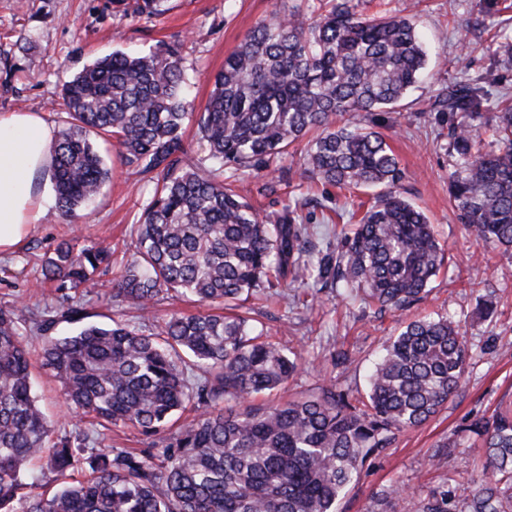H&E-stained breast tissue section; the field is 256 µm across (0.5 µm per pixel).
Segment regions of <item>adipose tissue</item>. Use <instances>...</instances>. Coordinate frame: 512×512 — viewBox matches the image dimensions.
<instances>
[{
	"label": "adipose tissue",
	"mask_w": 512,
	"mask_h": 512,
	"mask_svg": "<svg viewBox=\"0 0 512 512\" xmlns=\"http://www.w3.org/2000/svg\"><path fill=\"white\" fill-rule=\"evenodd\" d=\"M51 132L28 112L0 114V251L14 249L51 207L38 180L50 165Z\"/></svg>",
	"instance_id": "ef3b65f1"
}]
</instances>
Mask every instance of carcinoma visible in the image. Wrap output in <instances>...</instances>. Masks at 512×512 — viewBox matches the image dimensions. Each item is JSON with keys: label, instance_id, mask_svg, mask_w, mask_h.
Listing matches in <instances>:
<instances>
[{"label": "carcinoma", "instance_id": "carcinoma-1", "mask_svg": "<svg viewBox=\"0 0 512 512\" xmlns=\"http://www.w3.org/2000/svg\"><path fill=\"white\" fill-rule=\"evenodd\" d=\"M164 0H107L151 19ZM426 53L411 19L368 16L352 0H331L308 17L298 9L259 22L224 59L198 112L186 111L178 49L145 56L113 52L62 85L67 120L52 145L58 208L73 216L98 197L111 169L91 135L114 138L126 164L153 173V195L138 220L131 260L112 298L141 312L87 323L86 296L111 263L101 243L64 240L42 266L40 288L58 295L52 316L0 303V512H336L360 468L398 433L433 417L455 396L467 369L461 325L446 317L408 322L383 348L366 399L331 382L306 398L267 407L255 395L284 385L302 357L264 337L233 312L257 290L286 282L344 288L403 311L422 299L444 261L423 211L402 194L404 172L371 128L337 126L348 112L393 109L419 80ZM488 76L448 88V152L455 158L448 199L486 245L512 249V107L494 115L497 147L484 150ZM197 125L207 154L184 164L182 130ZM301 175L339 189L379 188L359 223L319 247L301 206L264 218L227 171L260 172L312 129ZM209 308L148 321L165 299ZM60 322L76 325L51 336ZM42 336L34 350L24 333ZM62 383L65 401L104 430L133 426L166 434L152 449L85 452L83 434L56 435L32 392L31 357ZM197 414L177 425L188 403ZM486 458L470 498L458 506L443 485L416 512H512V403L462 427ZM56 474L45 488L39 460Z\"/></svg>", "mask_w": 512, "mask_h": 512}]
</instances>
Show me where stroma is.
Instances as JSON below:
<instances>
[{
  "instance_id": "obj_1",
  "label": "stroma",
  "mask_w": 512,
  "mask_h": 512,
  "mask_svg": "<svg viewBox=\"0 0 512 512\" xmlns=\"http://www.w3.org/2000/svg\"><path fill=\"white\" fill-rule=\"evenodd\" d=\"M105 0H0V113L32 112L52 130L66 118L62 107L64 81L94 60L115 51L148 54L158 42L175 45L187 78L185 99L201 107L212 89V77L248 31L258 22L297 7L312 12L316 0H166V11L152 20L133 13L106 10ZM428 54L425 77L401 107L339 116V123H357L384 136L405 173V197L434 224L445 248L446 262L428 293L406 311L378 312L359 298L328 289L317 291L313 304L295 300L292 288L259 293L242 304L270 340L302 354L301 366L288 383L267 396L270 404L306 397L329 382L365 395L366 375L382 344L405 322L438 313L464 322L469 365L459 392L422 425L399 433L395 442L367 460L356 481L337 505V512H414L415 503L438 486H448L456 500L475 490L485 460L461 429L474 418L488 416L499 402H512V255L487 247L460 224L448 204V176L454 163L448 153V115L437 101L449 86L493 72L485 119L479 124L484 148L494 145L489 122L503 105H512V62H498V43L512 42V0H421L413 18ZM306 141L261 173L239 174L236 191L274 213L302 202L311 224H320L323 208L336 209L345 224L357 223L363 204L375 190H339L300 178ZM102 152L112 178L88 208L82 222L85 240L105 242L112 250L111 285L130 257L134 228L155 180L134 173L116 146ZM71 234V225L57 207L6 255H0V300L39 308L52 314L53 289L33 294L41 277V260ZM492 295L497 315L484 321L477 300ZM35 388L58 433L80 424L85 446L94 450L150 447L151 440L132 428L105 431L67 409L60 382L36 370ZM451 443L447 464L430 466L437 447ZM397 486L401 495L380 507L383 491Z\"/></svg>"
}]
</instances>
